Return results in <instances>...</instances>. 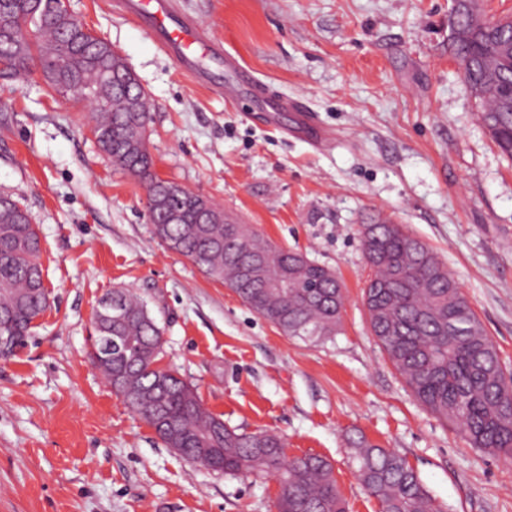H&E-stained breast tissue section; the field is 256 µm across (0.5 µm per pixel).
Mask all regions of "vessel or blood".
Listing matches in <instances>:
<instances>
[{
    "instance_id": "vessel-or-blood-1",
    "label": "vessel or blood",
    "mask_w": 512,
    "mask_h": 512,
    "mask_svg": "<svg viewBox=\"0 0 512 512\" xmlns=\"http://www.w3.org/2000/svg\"><path fill=\"white\" fill-rule=\"evenodd\" d=\"M122 8L194 79L204 80L210 64H223L224 81L214 85V93L227 98L246 92L263 96L260 81L233 55L217 47L192 18L179 13L172 0H123ZM268 108L273 112L292 113L297 130L313 144L327 143L326 132L300 100L282 99L269 103Z\"/></svg>"
}]
</instances>
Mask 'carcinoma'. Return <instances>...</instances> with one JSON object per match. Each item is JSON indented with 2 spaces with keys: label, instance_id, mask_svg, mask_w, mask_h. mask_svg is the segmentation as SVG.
<instances>
[{
  "label": "carcinoma",
  "instance_id": "obj_1",
  "mask_svg": "<svg viewBox=\"0 0 512 512\" xmlns=\"http://www.w3.org/2000/svg\"><path fill=\"white\" fill-rule=\"evenodd\" d=\"M58 0H0V78L49 69L61 53L67 65L58 83L80 85L93 111L104 153L119 145L114 163L160 200L148 212L153 234L209 277L229 283L259 316L287 336L328 339L338 332L344 288L336 273L273 243L252 225L240 224L203 196L153 171L147 129L151 104L140 84L112 86L103 71L126 67L103 39L89 45L83 26L69 25ZM479 0H463L448 39L463 81L478 99L481 119L501 153L512 158V22L486 20ZM214 218L199 222L203 208ZM370 274L363 300L371 332L416 400L436 417L456 424L468 443L512 459V376L487 336L459 283L427 244L399 224H372L362 234ZM41 238L28 211L0 196V327L18 347L27 345L36 319L49 305L39 262ZM262 256L269 288L237 270L248 256ZM122 315L94 318L99 336L112 337V353L93 347L91 361L128 406L157 427L163 442L224 473H270L279 483V512H347L332 465L319 456L288 458L284 442L266 431L239 432L207 411L197 389L177 370H156L161 329L147 305L115 291ZM358 478L380 512H444L418 472L397 453L360 437L352 441Z\"/></svg>",
  "mask_w": 512,
  "mask_h": 512
}]
</instances>
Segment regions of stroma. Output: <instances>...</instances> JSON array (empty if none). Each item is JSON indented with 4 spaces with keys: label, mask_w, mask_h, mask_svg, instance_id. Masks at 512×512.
I'll use <instances>...</instances> for the list:
<instances>
[{
    "label": "stroma",
    "mask_w": 512,
    "mask_h": 512,
    "mask_svg": "<svg viewBox=\"0 0 512 512\" xmlns=\"http://www.w3.org/2000/svg\"><path fill=\"white\" fill-rule=\"evenodd\" d=\"M115 0H67L154 103V171L334 270L339 332L284 335L156 238L147 189L90 133L88 103L39 72L0 78V192L30 212L50 307L0 358V512H276L277 480L227 475L168 448L89 361L99 299L127 289L163 330L161 358L230 427L332 465L348 512H380L347 438L402 456L445 512H512V462L421 407L373 336L361 226L430 246L512 374V160L448 52L452 0H175L255 77L300 99L331 140L195 84Z\"/></svg>",
    "instance_id": "1"
}]
</instances>
